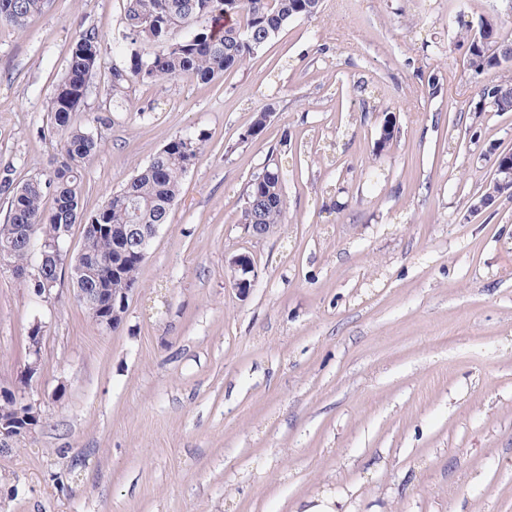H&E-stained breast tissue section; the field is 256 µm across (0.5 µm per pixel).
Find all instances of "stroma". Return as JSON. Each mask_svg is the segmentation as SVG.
<instances>
[{"label":"stroma","instance_id":"stroma-1","mask_svg":"<svg viewBox=\"0 0 512 512\" xmlns=\"http://www.w3.org/2000/svg\"><path fill=\"white\" fill-rule=\"evenodd\" d=\"M493 0H321L241 69L137 86L83 170L94 214L177 135L204 134L117 330L62 276L46 303L0 267V385L42 321L33 437L0 451V512H512V199L470 205L512 112L475 117L458 15ZM124 0H48L0 25V167L46 176L50 102L80 29L103 54L74 122L109 108ZM444 88L425 94L429 75ZM266 127L240 143L265 106ZM398 133L374 142L386 116ZM480 125L481 139L469 129ZM286 220L239 224L269 160ZM254 256L239 297L231 255Z\"/></svg>","mask_w":512,"mask_h":512}]
</instances>
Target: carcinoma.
I'll return each mask as SVG.
<instances>
[{
	"label": "carcinoma",
	"instance_id": "cac0c4a2",
	"mask_svg": "<svg viewBox=\"0 0 512 512\" xmlns=\"http://www.w3.org/2000/svg\"><path fill=\"white\" fill-rule=\"evenodd\" d=\"M47 0H0V24L23 28L27 19L45 7ZM321 0H125L123 37L119 44L126 65L112 72L106 95L112 107L130 97L136 86L157 80L192 78L209 83L219 76L240 69L251 56L262 51L294 19L318 12ZM235 18L216 29L213 21ZM512 23L491 15L481 19L491 38L482 40L470 22L458 21L459 41L466 45L467 70L477 80L479 102L474 112H512V71L502 70L511 63L512 35L502 29ZM185 31L176 39L173 33ZM103 51L102 40L93 27L79 31L70 48L66 76L51 99L53 130L59 137V151L49 164L46 178H30L16 184L13 170H0V194L9 200V213L0 224V245L12 246L16 269H28L29 244L18 240L20 229H27L41 244L51 245L67 237L74 224L82 221V174L85 163L101 147V139L91 130L73 123L84 96L87 81L96 70ZM500 71L495 79L479 77ZM205 135H177L160 149L119 191L112 194L88 223L101 228L84 231L81 256H71L70 264L81 260L99 264L95 276L77 284L87 288L91 298L81 300L89 317L98 325L116 329L105 321L112 305V289L133 288L145 261L136 249H124L112 235L118 224H167L175 207L183 176L204 148ZM283 173L275 163L264 166L242 196L240 223L281 224L285 220L282 191ZM52 207H45L46 198ZM60 263L40 269L31 282L44 288L58 282Z\"/></svg>",
	"mask_w": 512,
	"mask_h": 512
}]
</instances>
